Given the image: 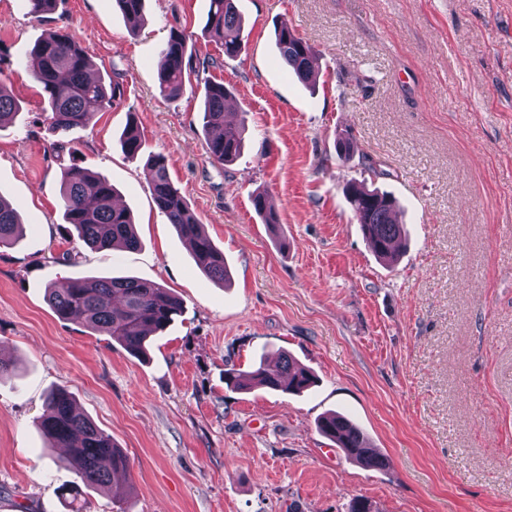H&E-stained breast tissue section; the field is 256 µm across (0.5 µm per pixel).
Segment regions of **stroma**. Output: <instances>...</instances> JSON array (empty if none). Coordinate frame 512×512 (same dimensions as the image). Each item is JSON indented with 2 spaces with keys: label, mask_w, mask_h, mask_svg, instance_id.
Returning <instances> with one entry per match:
<instances>
[{
  "label": "stroma",
  "mask_w": 512,
  "mask_h": 512,
  "mask_svg": "<svg viewBox=\"0 0 512 512\" xmlns=\"http://www.w3.org/2000/svg\"><path fill=\"white\" fill-rule=\"evenodd\" d=\"M246 54L205 33L209 0H145L131 29L113 0H61L42 18L0 0V81L19 104L0 125V195L22 240L0 249V512H512V0H235ZM285 24L319 57L313 85L287 71ZM182 30L206 77L232 93L244 151L211 162L202 91L164 100L160 51ZM69 29L124 102L64 136L43 116L32 49ZM137 122L224 252L209 279L156 206L145 157L120 135ZM356 154L339 161L338 137ZM112 182L141 245L93 251L65 231L61 172ZM363 180L399 203L403 254L374 256L343 193ZM266 192L279 222L252 196ZM134 276L184 312L143 358L59 319L47 283ZM289 354L317 382L300 394L224 383L228 368ZM64 388L129 457L123 498L66 492L74 465L37 424ZM339 412L384 458L349 461L323 436Z\"/></svg>",
  "instance_id": "stroma-1"
}]
</instances>
